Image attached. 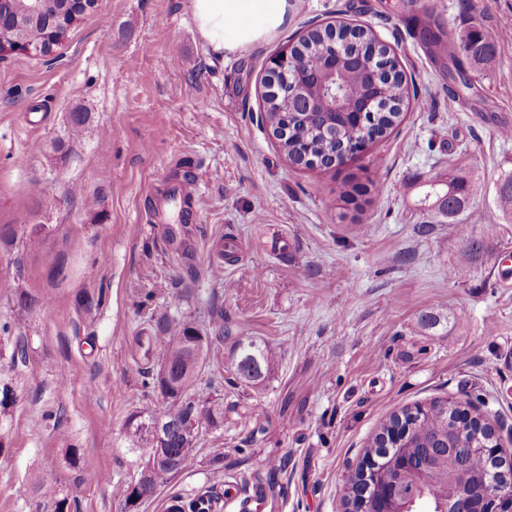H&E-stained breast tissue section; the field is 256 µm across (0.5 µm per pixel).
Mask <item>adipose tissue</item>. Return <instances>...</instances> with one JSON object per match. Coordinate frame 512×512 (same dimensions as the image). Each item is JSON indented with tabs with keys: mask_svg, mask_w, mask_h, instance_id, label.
Returning a JSON list of instances; mask_svg holds the SVG:
<instances>
[{
	"mask_svg": "<svg viewBox=\"0 0 512 512\" xmlns=\"http://www.w3.org/2000/svg\"><path fill=\"white\" fill-rule=\"evenodd\" d=\"M285 6L286 0H193V14L206 45L220 54L226 31H233L235 44L246 45L280 24Z\"/></svg>",
	"mask_w": 512,
	"mask_h": 512,
	"instance_id": "adipose-tissue-1",
	"label": "adipose tissue"
}]
</instances>
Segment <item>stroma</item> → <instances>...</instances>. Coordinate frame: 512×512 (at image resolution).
<instances>
[{"mask_svg":"<svg viewBox=\"0 0 512 512\" xmlns=\"http://www.w3.org/2000/svg\"><path fill=\"white\" fill-rule=\"evenodd\" d=\"M426 11L495 32L494 67L430 50ZM310 20L372 28L417 97L331 169L288 164L260 120L270 59ZM508 124L512 0H288L282 24L221 55L192 0H98L57 59L0 61V512H127L125 422L162 406L137 339L164 313L202 321L210 297L277 363L257 388L214 378L202 395H223V430L136 512L203 488L232 491L223 512H341L392 412L467 394L512 426V223L492 183L512 170ZM452 167L482 184L468 223L496 229L473 260L456 225L418 231L419 184ZM355 184L377 193L345 201ZM227 234L242 249L222 263Z\"/></svg>","mask_w":512,"mask_h":512,"instance_id":"35a3bbf8","label":"stroma"}]
</instances>
